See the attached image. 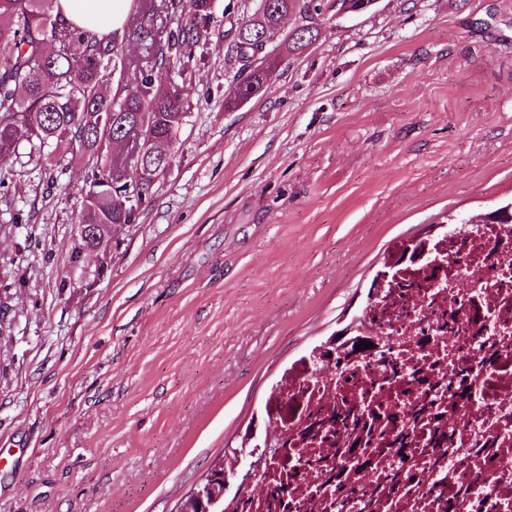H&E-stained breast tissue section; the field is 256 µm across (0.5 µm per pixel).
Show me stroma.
I'll list each match as a JSON object with an SVG mask.
<instances>
[{"instance_id":"1","label":"stroma","mask_w":512,"mask_h":512,"mask_svg":"<svg viewBox=\"0 0 512 512\" xmlns=\"http://www.w3.org/2000/svg\"><path fill=\"white\" fill-rule=\"evenodd\" d=\"M257 3L214 0L180 149L107 271L72 260L81 161L0 200V512H173L388 246L512 198V0L324 12L228 110L224 32ZM319 29L311 21L308 24L298 25L294 32L288 34V56L302 53L319 37Z\"/></svg>"}]
</instances>
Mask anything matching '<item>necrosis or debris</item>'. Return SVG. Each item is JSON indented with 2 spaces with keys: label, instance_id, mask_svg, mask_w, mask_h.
I'll return each mask as SVG.
<instances>
[{
  "label": "necrosis or debris",
  "instance_id": "4bbe7bcc",
  "mask_svg": "<svg viewBox=\"0 0 512 512\" xmlns=\"http://www.w3.org/2000/svg\"><path fill=\"white\" fill-rule=\"evenodd\" d=\"M395 249L402 258L386 268L345 354H331L319 377L307 359L295 361L266 403L268 424L288 433L352 401L379 413L375 429L352 449L336 426L268 458L271 473L304 469L306 480L292 493L271 483L264 494L235 495L230 512H512V224ZM467 357L485 365L463 380L457 403L448 370ZM421 402L425 415L398 443L390 414ZM435 428L454 429L453 444H433ZM394 469L411 492L365 508L364 489Z\"/></svg>",
  "mask_w": 512,
  "mask_h": 512
}]
</instances>
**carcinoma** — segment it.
Segmentation results:
<instances>
[{"label": "carcinoma", "mask_w": 512, "mask_h": 512, "mask_svg": "<svg viewBox=\"0 0 512 512\" xmlns=\"http://www.w3.org/2000/svg\"><path fill=\"white\" fill-rule=\"evenodd\" d=\"M319 10L315 0H260L252 15L231 24L224 32L227 52L245 77L225 107L267 91L280 57L268 59L262 34L278 29L290 13L310 19ZM212 24L213 0H132L122 27L100 36L67 22L58 0H0V162L24 167L44 159L61 170L77 158L85 162L77 223L94 226L98 238L80 237L74 262L102 244L112 225L135 223L139 205L161 173L158 166L174 162L184 99L156 75L184 77ZM318 37L313 23L297 26L288 34V55L302 53ZM131 42L147 47L145 65L126 61ZM130 71L133 85L111 86L113 75ZM128 135L143 145L160 140L167 155L155 154L132 172L120 173L110 142ZM58 141L71 146V157L54 154ZM480 221L512 224V201L485 211ZM401 484L400 473L393 471L365 496L390 495Z\"/></svg>", "instance_id": "obj_1"}]
</instances>
